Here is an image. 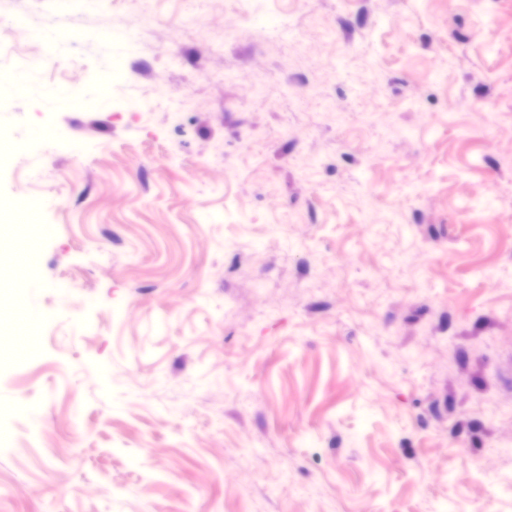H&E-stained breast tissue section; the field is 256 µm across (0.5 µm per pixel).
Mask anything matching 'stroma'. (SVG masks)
<instances>
[{"label":"stroma","instance_id":"35a3bbf8","mask_svg":"<svg viewBox=\"0 0 512 512\" xmlns=\"http://www.w3.org/2000/svg\"><path fill=\"white\" fill-rule=\"evenodd\" d=\"M154 8L0 110V295L43 285L0 512H512V0H268L294 50ZM88 70L103 103L51 101ZM147 2L139 12L138 27L140 29L128 31L123 36L124 42L128 45H139L142 41L144 31L150 29L156 24L157 15L155 9Z\"/></svg>","mask_w":512,"mask_h":512}]
</instances>
